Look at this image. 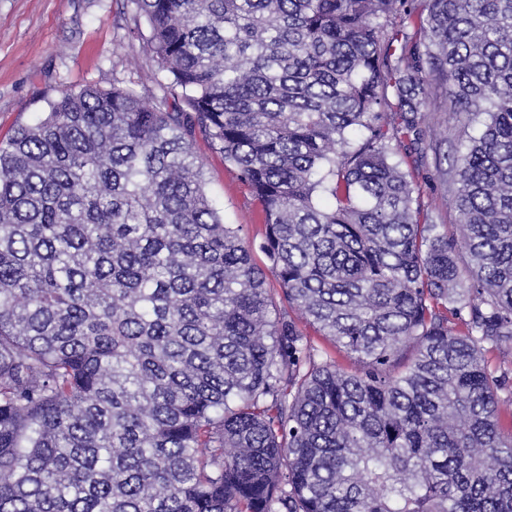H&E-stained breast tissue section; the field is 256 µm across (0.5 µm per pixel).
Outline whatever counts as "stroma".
Wrapping results in <instances>:
<instances>
[{"instance_id":"1","label":"stroma","mask_w":512,"mask_h":512,"mask_svg":"<svg viewBox=\"0 0 512 512\" xmlns=\"http://www.w3.org/2000/svg\"><path fill=\"white\" fill-rule=\"evenodd\" d=\"M146 31L128 0H0V143L19 127L36 123L64 86L108 87L117 77L144 100H152L159 92L157 63L143 38ZM467 122L449 95L437 90L428 144L408 152L406 167L428 223L452 224L457 219L450 194L436 180V169L454 154L457 135ZM194 151L204 163L207 192L225 223L243 225L249 237L261 236L259 209L236 170L204 136H196Z\"/></svg>"}]
</instances>
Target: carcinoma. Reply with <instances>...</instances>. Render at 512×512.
Masks as SVG:
<instances>
[{
  "mask_svg": "<svg viewBox=\"0 0 512 512\" xmlns=\"http://www.w3.org/2000/svg\"><path fill=\"white\" fill-rule=\"evenodd\" d=\"M408 2L130 0L164 95L0 145V512H512V0ZM440 86L448 225L401 159ZM194 151L203 160L207 192L224 215V223L243 224L250 238L259 239L264 229L259 209L236 170L224 164L223 157L201 134L195 138ZM303 331L311 337L314 344L320 349L327 350L333 359L336 360V363L346 369L354 368L357 364L354 359L344 350L339 347H335L328 339L323 336H319V334L315 333L312 328L307 326L305 323L301 324Z\"/></svg>",
  "mask_w": 512,
  "mask_h": 512,
  "instance_id": "1",
  "label": "carcinoma"
}]
</instances>
